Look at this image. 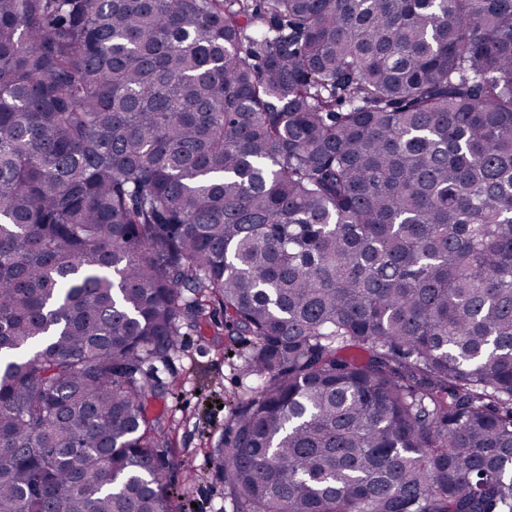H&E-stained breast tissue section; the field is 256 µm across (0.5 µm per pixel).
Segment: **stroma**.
Masks as SVG:
<instances>
[{
  "instance_id": "35a3bbf8",
  "label": "stroma",
  "mask_w": 512,
  "mask_h": 512,
  "mask_svg": "<svg viewBox=\"0 0 512 512\" xmlns=\"http://www.w3.org/2000/svg\"><path fill=\"white\" fill-rule=\"evenodd\" d=\"M227 334L223 312L207 309L205 321L188 328L168 362L149 367L160 390L161 450L184 512H233L213 450L235 399L250 394L257 381L228 353Z\"/></svg>"
}]
</instances>
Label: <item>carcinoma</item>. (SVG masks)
<instances>
[{
    "label": "carcinoma",
    "mask_w": 512,
    "mask_h": 512,
    "mask_svg": "<svg viewBox=\"0 0 512 512\" xmlns=\"http://www.w3.org/2000/svg\"><path fill=\"white\" fill-rule=\"evenodd\" d=\"M205 294L236 512H512V0H0V512H178ZM205 314L199 327L183 329L188 336L167 363L146 364L145 369L158 379L161 395L154 404L162 416L159 449L170 462L176 507L185 512H233L213 448L224 437L235 399L250 394L257 380L246 375L243 360L234 352L229 356L225 348L224 313L207 306ZM220 404L223 408L218 409Z\"/></svg>",
    "instance_id": "1"
}]
</instances>
